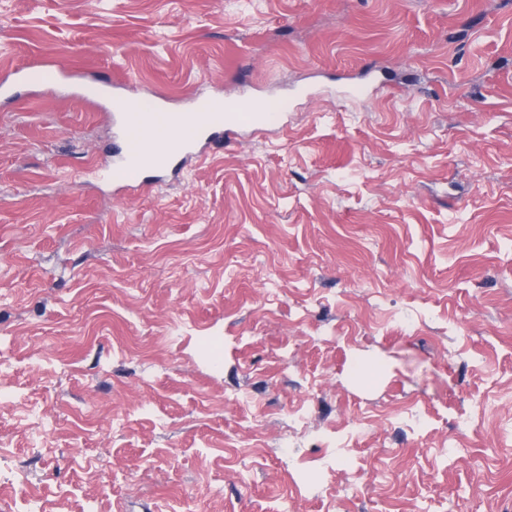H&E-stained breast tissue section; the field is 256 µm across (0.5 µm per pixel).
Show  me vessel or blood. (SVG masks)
<instances>
[{
    "instance_id": "obj_1",
    "label": "vessel or blood",
    "mask_w": 512,
    "mask_h": 512,
    "mask_svg": "<svg viewBox=\"0 0 512 512\" xmlns=\"http://www.w3.org/2000/svg\"><path fill=\"white\" fill-rule=\"evenodd\" d=\"M14 83H37L56 89L66 79L63 69L43 64L15 70ZM237 98H197L183 112L169 111L167 99L154 95L133 99L116 93L109 110L116 127L112 161L97 178L124 194L146 193L153 186L179 179L189 161L204 159L246 131L280 129L286 124L288 103L262 101L256 112L241 116Z\"/></svg>"
}]
</instances>
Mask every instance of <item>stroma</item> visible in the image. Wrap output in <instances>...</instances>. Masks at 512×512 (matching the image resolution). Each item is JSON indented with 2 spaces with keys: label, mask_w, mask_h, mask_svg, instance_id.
<instances>
[{
  "label": "stroma",
  "mask_w": 512,
  "mask_h": 512,
  "mask_svg": "<svg viewBox=\"0 0 512 512\" xmlns=\"http://www.w3.org/2000/svg\"><path fill=\"white\" fill-rule=\"evenodd\" d=\"M34 61L288 119L129 197L0 103V512H512V0H0Z\"/></svg>",
  "instance_id": "35a3bbf8"
}]
</instances>
